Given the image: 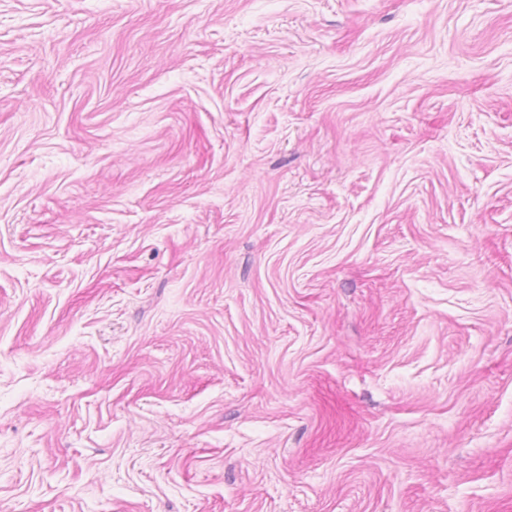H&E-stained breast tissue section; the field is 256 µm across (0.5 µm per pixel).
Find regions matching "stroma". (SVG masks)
<instances>
[{"label":"stroma","instance_id":"1","mask_svg":"<svg viewBox=\"0 0 512 512\" xmlns=\"http://www.w3.org/2000/svg\"><path fill=\"white\" fill-rule=\"evenodd\" d=\"M0 512H512V0H0Z\"/></svg>","mask_w":512,"mask_h":512}]
</instances>
